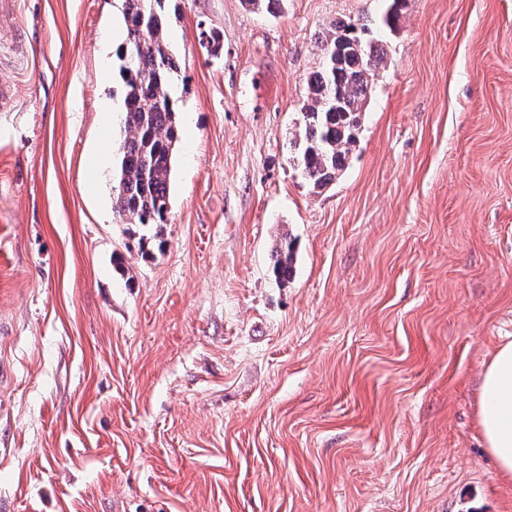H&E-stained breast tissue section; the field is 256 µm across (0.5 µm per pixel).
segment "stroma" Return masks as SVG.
Wrapping results in <instances>:
<instances>
[{
	"mask_svg": "<svg viewBox=\"0 0 512 512\" xmlns=\"http://www.w3.org/2000/svg\"><path fill=\"white\" fill-rule=\"evenodd\" d=\"M386 7L179 0L170 212L142 246L112 209L121 4L19 0L0 31V512H512L478 424L512 340V0H406L394 32ZM349 19L387 55L316 193L293 141Z\"/></svg>",
	"mask_w": 512,
	"mask_h": 512,
	"instance_id": "obj_1",
	"label": "stroma"
}]
</instances>
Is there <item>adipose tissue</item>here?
<instances>
[{"label": "adipose tissue", "mask_w": 512, "mask_h": 512, "mask_svg": "<svg viewBox=\"0 0 512 512\" xmlns=\"http://www.w3.org/2000/svg\"><path fill=\"white\" fill-rule=\"evenodd\" d=\"M479 425L498 471L512 478V341L499 347L483 373Z\"/></svg>", "instance_id": "adipose-tissue-1"}]
</instances>
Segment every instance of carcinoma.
Listing matches in <instances>:
<instances>
[{
  "instance_id": "obj_1",
  "label": "carcinoma",
  "mask_w": 512,
  "mask_h": 512,
  "mask_svg": "<svg viewBox=\"0 0 512 512\" xmlns=\"http://www.w3.org/2000/svg\"><path fill=\"white\" fill-rule=\"evenodd\" d=\"M126 40L119 73L124 83V138L112 208L125 224H165L169 176L179 125L171 97L176 65L165 39L171 0H122ZM405 0H391L383 25L399 28ZM368 28L340 20L322 42L323 65L307 81L300 107L297 166L313 191L323 190L343 171L357 144L362 115L384 63L381 41L364 38ZM293 248L283 241L274 268L286 278Z\"/></svg>"
}]
</instances>
